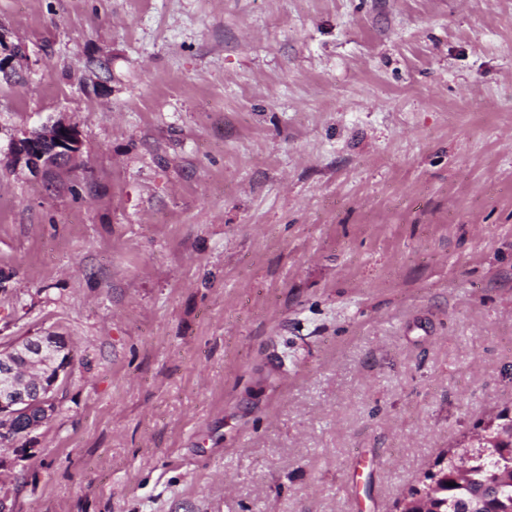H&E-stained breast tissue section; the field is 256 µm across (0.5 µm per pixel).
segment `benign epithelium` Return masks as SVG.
I'll use <instances>...</instances> for the list:
<instances>
[{
  "label": "benign epithelium",
  "instance_id": "7a95c632",
  "mask_svg": "<svg viewBox=\"0 0 512 512\" xmlns=\"http://www.w3.org/2000/svg\"><path fill=\"white\" fill-rule=\"evenodd\" d=\"M22 47L7 45L0 36V73L13 68L21 57ZM82 149L80 133L63 121H55L41 130L16 139L10 149L9 162L14 167H25L38 174L79 156ZM63 347L55 353H46L44 335L28 336L14 344L12 350L0 354V422L23 435L41 427L57 412V395L68 375L71 357L64 356L70 342L58 338ZM42 362L47 370L18 385L17 359Z\"/></svg>",
  "mask_w": 512,
  "mask_h": 512
}]
</instances>
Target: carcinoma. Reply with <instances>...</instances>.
Listing matches in <instances>:
<instances>
[{
    "label": "carcinoma",
    "instance_id": "carcinoma-1",
    "mask_svg": "<svg viewBox=\"0 0 512 512\" xmlns=\"http://www.w3.org/2000/svg\"><path fill=\"white\" fill-rule=\"evenodd\" d=\"M436 477L443 492L430 503L438 512H479L492 508L512 512V441L496 446L472 463L468 477L455 479L453 464L437 468Z\"/></svg>",
    "mask_w": 512,
    "mask_h": 512
}]
</instances>
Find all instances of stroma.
<instances>
[{
    "mask_svg": "<svg viewBox=\"0 0 512 512\" xmlns=\"http://www.w3.org/2000/svg\"><path fill=\"white\" fill-rule=\"evenodd\" d=\"M0 34V348L73 345L0 444L11 512H396L512 413V0H0ZM58 119L80 156L11 167Z\"/></svg>",
    "mask_w": 512,
    "mask_h": 512,
    "instance_id": "obj_1",
    "label": "stroma"
}]
</instances>
